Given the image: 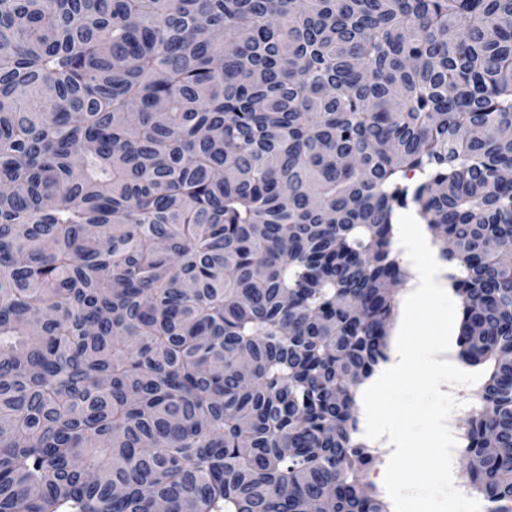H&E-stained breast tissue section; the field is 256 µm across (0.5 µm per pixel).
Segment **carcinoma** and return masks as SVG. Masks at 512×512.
Listing matches in <instances>:
<instances>
[{
  "label": "carcinoma",
  "mask_w": 512,
  "mask_h": 512,
  "mask_svg": "<svg viewBox=\"0 0 512 512\" xmlns=\"http://www.w3.org/2000/svg\"><path fill=\"white\" fill-rule=\"evenodd\" d=\"M511 173L512 0H0V512H388L403 209L512 512Z\"/></svg>",
  "instance_id": "1"
}]
</instances>
